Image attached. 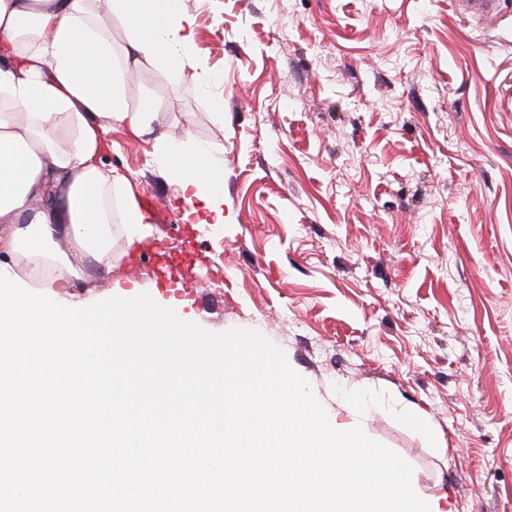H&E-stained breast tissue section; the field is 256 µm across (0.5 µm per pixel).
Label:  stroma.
<instances>
[{"instance_id":"1","label":"stroma","mask_w":512,"mask_h":512,"mask_svg":"<svg viewBox=\"0 0 512 512\" xmlns=\"http://www.w3.org/2000/svg\"><path fill=\"white\" fill-rule=\"evenodd\" d=\"M183 5L195 66H143L126 98L223 146L224 221L187 218L193 298L150 256L85 291L259 331L442 512H512V0L492 25L453 0ZM105 140L136 199L180 200L151 143Z\"/></svg>"}]
</instances>
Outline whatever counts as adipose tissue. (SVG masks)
Instances as JSON below:
<instances>
[{"instance_id": "ef3b65f1", "label": "adipose tissue", "mask_w": 512, "mask_h": 512, "mask_svg": "<svg viewBox=\"0 0 512 512\" xmlns=\"http://www.w3.org/2000/svg\"><path fill=\"white\" fill-rule=\"evenodd\" d=\"M116 21L127 33L120 49ZM193 46L182 0H0L1 266L75 303L92 266L112 269L116 238L150 234L131 191L98 165L114 122L154 136L157 165L180 186L187 213L201 203L223 223L222 146L155 135L161 112L126 99L133 71L147 63L183 72L195 64Z\"/></svg>"}]
</instances>
